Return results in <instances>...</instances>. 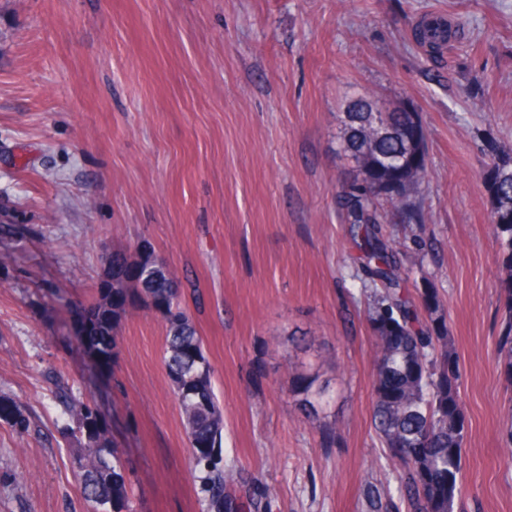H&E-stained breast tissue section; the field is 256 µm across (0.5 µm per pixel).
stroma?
<instances>
[{
  "label": "stroma",
  "mask_w": 512,
  "mask_h": 512,
  "mask_svg": "<svg viewBox=\"0 0 512 512\" xmlns=\"http://www.w3.org/2000/svg\"><path fill=\"white\" fill-rule=\"evenodd\" d=\"M462 38L428 57L424 17ZM419 113L435 251L409 290L448 311L468 433L461 512H512L499 364L512 277L484 174L512 147V0H0V512H87L54 379L115 409L134 512H203L162 363L165 324L135 310L107 375L73 338L117 248L149 242L181 281L214 367L234 495L260 512H369L371 282L336 205L349 95ZM334 401L326 443L290 391ZM0 420L10 423L22 434H29L31 431V421L26 409L2 397H0Z\"/></svg>",
  "instance_id": "obj_1"
}]
</instances>
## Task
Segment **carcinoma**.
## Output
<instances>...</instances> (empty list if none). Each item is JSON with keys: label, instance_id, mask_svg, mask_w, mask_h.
Returning a JSON list of instances; mask_svg holds the SVG:
<instances>
[{"label": "carcinoma", "instance_id": "cac0c4a2", "mask_svg": "<svg viewBox=\"0 0 512 512\" xmlns=\"http://www.w3.org/2000/svg\"><path fill=\"white\" fill-rule=\"evenodd\" d=\"M458 32L451 20L436 17L417 25L413 38L439 55ZM423 140L418 113L383 112L362 93L348 98L336 133L337 152L359 172L342 185L337 205L352 235L360 239L359 259L368 275L384 285L374 293L368 314L374 363L371 426L395 474L397 495L367 480V498L378 512L400 507L405 512H455L461 493L467 426L447 311L437 289H422L416 300L404 287L410 270L433 252L432 244L415 231L423 212L420 189L428 178ZM492 167L499 262L512 273V148L496 156ZM390 213L412 226L408 235L383 233L381 224ZM153 258L157 255L146 242L112 253L94 299L77 305L76 344L101 370L111 371L127 315L152 301L153 311L165 321L163 363L191 449L197 495L205 512H244V502L227 492L240 472L224 466V419L213 366L183 306L179 279L165 264L144 275ZM500 364L512 380V300L505 305ZM291 392L318 429L334 438L335 429L325 422L328 387L299 380ZM56 400L65 420L61 434L78 445L72 465L91 512H132L125 462L101 408L75 396L65 384L57 385ZM0 420L22 434L31 431L26 409L1 397Z\"/></svg>", "mask_w": 512, "mask_h": 512}]
</instances>
